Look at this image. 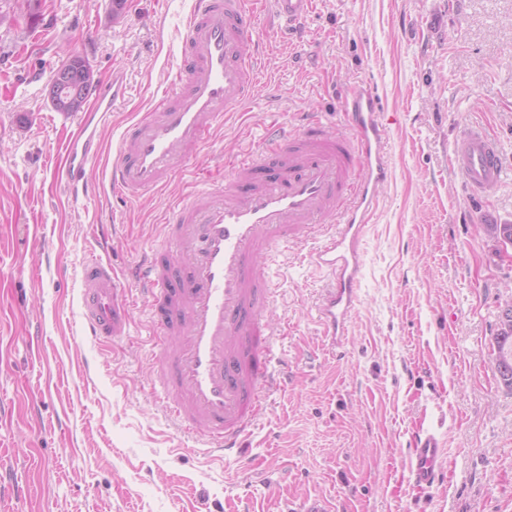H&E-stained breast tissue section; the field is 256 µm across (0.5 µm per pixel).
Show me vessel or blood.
<instances>
[{"label":"vessel or blood","mask_w":512,"mask_h":512,"mask_svg":"<svg viewBox=\"0 0 512 512\" xmlns=\"http://www.w3.org/2000/svg\"><path fill=\"white\" fill-rule=\"evenodd\" d=\"M270 3L290 25L313 10V0ZM256 17L255 0H193L177 77L119 139L109 172L113 193L135 199L164 188L227 112L251 98L264 69ZM126 90L124 71L113 69L77 114L56 170L66 197L96 192L90 166ZM343 106L349 134L303 114L299 129L272 130L264 149L238 159L230 185L206 183L178 203L162 226L173 249L146 255L124 278L97 257L81 269L85 336L108 342L122 334L129 317L125 283L133 281L168 339L157 379L162 409L178 432L221 458L243 456L266 395L286 388L276 355L283 326L262 316L274 293L262 256L280 244L310 241V264L330 274L317 306L321 334L332 350L347 335L363 267L362 234L390 167L381 103L370 82L354 84ZM451 165L475 195L496 189L506 175L500 143L477 124L456 138ZM410 448L411 479L433 485L443 442L425 431Z\"/></svg>","instance_id":"b4317fda"}]
</instances>
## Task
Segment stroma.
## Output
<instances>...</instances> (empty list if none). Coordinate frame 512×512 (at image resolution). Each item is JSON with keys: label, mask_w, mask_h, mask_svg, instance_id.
Listing matches in <instances>:
<instances>
[{"label": "stroma", "mask_w": 512, "mask_h": 512, "mask_svg": "<svg viewBox=\"0 0 512 512\" xmlns=\"http://www.w3.org/2000/svg\"><path fill=\"white\" fill-rule=\"evenodd\" d=\"M282 40L259 14L267 77L165 189L73 203L55 171L73 116L49 98L68 56L95 81L123 69L127 101L101 132V180L118 139L174 72L192 0H0V512H512V390L494 337L512 262L488 232L512 224V172L483 199L450 157L478 123L512 161V0H314ZM373 82L389 120L391 179L362 239L358 302L343 349L317 322L324 276L307 244L268 254L288 387L221 461L181 437L152 394L163 336L144 305L125 335L88 341L76 298L100 232L113 269L161 245L176 202L261 151L271 125L322 115L348 133L341 95ZM445 441L435 483L413 484L410 443Z\"/></svg>", "instance_id": "obj_1"}]
</instances>
